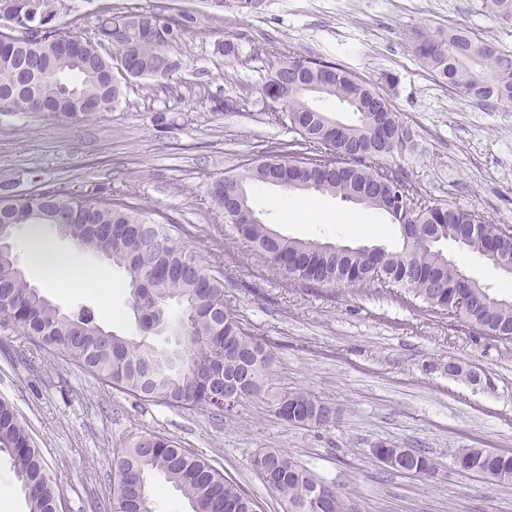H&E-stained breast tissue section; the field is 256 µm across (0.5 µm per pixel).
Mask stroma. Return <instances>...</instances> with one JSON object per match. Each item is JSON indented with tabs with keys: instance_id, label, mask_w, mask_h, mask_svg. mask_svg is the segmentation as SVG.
<instances>
[{
	"instance_id": "stroma-1",
	"label": "stroma",
	"mask_w": 512,
	"mask_h": 512,
	"mask_svg": "<svg viewBox=\"0 0 512 512\" xmlns=\"http://www.w3.org/2000/svg\"><path fill=\"white\" fill-rule=\"evenodd\" d=\"M142 13L165 6L172 22L193 18L175 49L180 69L166 87L129 80L122 104L88 117L0 112V180L19 192L46 184L96 188L133 202L162 224L190 226L180 244L224 276V294L245 323L267 336L273 365L261 395L214 420L205 408L173 409L103 387L18 333L0 330V399L31 430L58 485L60 512H99L112 503L117 456L158 433L203 453L255 497L260 512H282L253 468L276 448L351 497L357 512H512V482L461 471L464 448L512 452V341L480 334L403 300L381 284L310 287L273 268L241 240L208 195L212 182L292 140L268 124L264 85L289 56L337 63L380 83L411 131L406 148L380 160L418 198L475 210L512 225V104L463 99L438 83L412 53L418 32L460 25L512 50V27L481 0H64L63 31H85L104 2ZM237 44V58L219 53ZM393 83H383V75ZM238 109H225L228 101ZM292 191L252 195L265 221L284 235L342 245H396L398 225L383 213L310 193L318 215L289 207ZM356 216L358 231L340 219ZM448 257L493 291L512 278L480 257L444 245ZM110 295L60 281L44 290L65 310L90 306L106 329L137 335L126 277L108 271ZM458 365L459 374L448 372ZM306 391L331 406L326 425L282 420L275 400ZM387 443L428 452L431 477L394 471L372 450Z\"/></svg>"
}]
</instances>
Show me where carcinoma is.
I'll return each mask as SVG.
<instances>
[{
    "mask_svg": "<svg viewBox=\"0 0 512 512\" xmlns=\"http://www.w3.org/2000/svg\"><path fill=\"white\" fill-rule=\"evenodd\" d=\"M501 22L512 24V0H483ZM61 0H27L25 19H55ZM135 12L104 4L92 38L60 29L24 34L0 31V93L15 87L24 69L36 63L48 76L10 95L0 112H52L70 118V99L119 106L123 84L112 79L113 56L102 43L132 45L133 77L161 83L181 67L172 49L185 24L173 25L159 14H142L148 31L134 25ZM421 65L465 99L512 103V51L460 28L421 36L413 45ZM304 64V75L282 91L283 108L268 107L272 122L296 138L271 155L257 157L237 173L214 182V205L232 212L224 217L269 263L304 284L330 287L383 283L404 290L430 309L458 317L489 336L512 339V297H501L467 276L441 245L451 241L512 275V228L451 205L419 206L412 189L370 164L411 139L385 96L374 84L345 67L317 59L288 57L269 75L272 85L283 66ZM314 96L334 98L356 113L352 124L336 126L330 112L310 104ZM282 180L288 191H313L350 202L367 197L366 206L390 216L401 227L398 249L382 246L347 250L339 244L278 233L260 219L252 190ZM38 209L39 223L70 225L66 239L123 269L128 303L138 330L178 336L173 349L103 328L94 311H64L24 279L16 258L0 255V328L15 330L39 350L60 353L102 385L144 402L174 409L205 407L217 416L224 407V378L249 376L244 400L259 395L272 363V352L225 299L224 280L176 243L163 226V243L141 250V225L153 220L129 202H116L100 190L74 192L43 185L18 193L0 182V224H28ZM299 414L292 423L317 427L329 422L332 408L306 391L286 394ZM0 453L7 454L28 499L29 512H58V493L44 459L11 404L0 400ZM458 467L496 481L512 472V455L486 448H464ZM264 466L266 487L288 500V512H351L350 499L310 469L275 448L255 454ZM115 504L121 512H152L150 484L163 479L188 501L191 512H257L256 500L204 455L156 434L139 438L119 458ZM407 472L426 475L432 459L413 450Z\"/></svg>",
    "mask_w": 512,
    "mask_h": 512,
    "instance_id": "obj_1",
    "label": "carcinoma"
}]
</instances>
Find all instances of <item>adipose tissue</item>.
Segmentation results:
<instances>
[{
	"instance_id": "adipose-tissue-1",
	"label": "adipose tissue",
	"mask_w": 512,
	"mask_h": 512,
	"mask_svg": "<svg viewBox=\"0 0 512 512\" xmlns=\"http://www.w3.org/2000/svg\"><path fill=\"white\" fill-rule=\"evenodd\" d=\"M32 265L46 286H55L59 275L66 274L78 282L103 283L106 271L84 265L75 255L43 237L40 227L31 229Z\"/></svg>"
}]
</instances>
